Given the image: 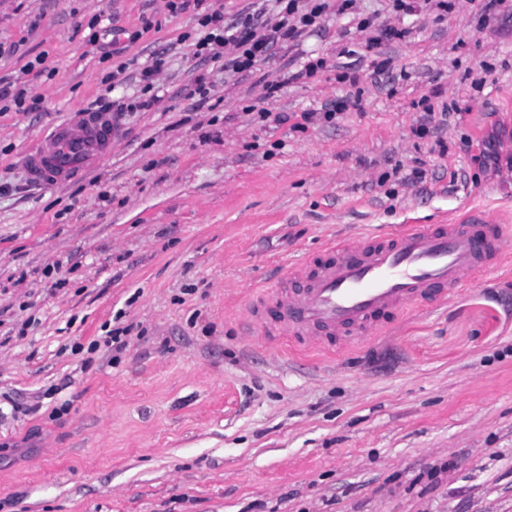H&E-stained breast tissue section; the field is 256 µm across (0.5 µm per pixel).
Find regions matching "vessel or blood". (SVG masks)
I'll use <instances>...</instances> for the list:
<instances>
[{"mask_svg": "<svg viewBox=\"0 0 512 512\" xmlns=\"http://www.w3.org/2000/svg\"><path fill=\"white\" fill-rule=\"evenodd\" d=\"M109 112H77L39 137L26 153L31 180L55 185L99 165L118 139ZM512 235L498 221L468 215L459 224H407L392 233L328 245L304 263L300 285L279 276L247 308L266 343L336 351L370 338L385 317L448 299L478 272L497 268Z\"/></svg>", "mask_w": 512, "mask_h": 512, "instance_id": "obj_1", "label": "vessel or blood"}]
</instances>
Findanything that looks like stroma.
<instances>
[{
	"label": "stroma",
	"instance_id": "35a3bbf8",
	"mask_svg": "<svg viewBox=\"0 0 512 512\" xmlns=\"http://www.w3.org/2000/svg\"><path fill=\"white\" fill-rule=\"evenodd\" d=\"M486 2L353 0L235 73L194 57L196 16L274 0H0V82L42 97L0 109V512H512V262L344 352L243 324L328 241L512 225V12ZM160 49L111 156L34 186L35 140L115 65L139 96Z\"/></svg>",
	"mask_w": 512,
	"mask_h": 512
}]
</instances>
